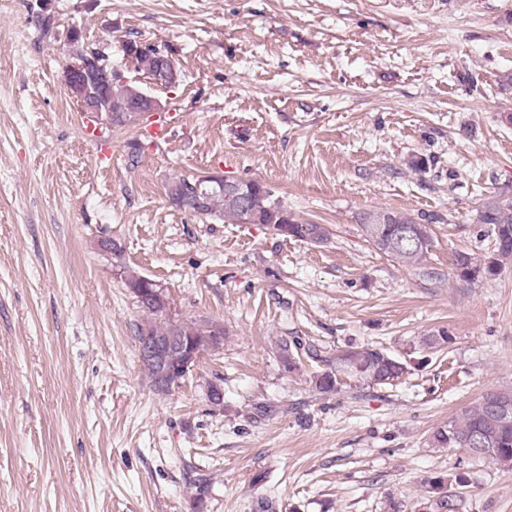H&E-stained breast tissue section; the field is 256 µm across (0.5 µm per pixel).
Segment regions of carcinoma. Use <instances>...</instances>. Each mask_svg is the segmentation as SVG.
<instances>
[{
    "label": "carcinoma",
    "instance_id": "1",
    "mask_svg": "<svg viewBox=\"0 0 512 512\" xmlns=\"http://www.w3.org/2000/svg\"><path fill=\"white\" fill-rule=\"evenodd\" d=\"M135 70L152 79L165 74L176 78L172 60L147 47L139 49V43L128 40ZM82 86L93 95V104L112 124L122 126L132 122L134 109L145 103L148 95L139 88L121 84L118 74L106 70H94L81 75ZM172 205L190 209L200 215L216 220H229L241 224H267L286 238L321 243L327 238L326 229L320 224L299 221L273 192L255 182L249 192V206L243 211L230 205L224 198V190L214 181L202 177L189 180H173L165 187ZM476 223L487 224L493 236L495 256L479 258L468 252H459L454 257L456 275L462 281H471L483 274L495 275L501 261L512 256V202L504 203L491 199L477 210ZM431 240L417 246L405 244L386 252V255L406 266H419L426 257ZM137 306L150 317V321L138 328V338L145 336H169L180 331L183 336L196 335L197 323L185 322L175 326L167 310L161 306L142 302ZM405 371L402 362L387 352L361 346L341 350L328 360V369L314 377L315 388L320 393H331L338 389L340 378L347 375L369 385H386L398 379ZM474 438L481 440L482 447L489 449L485 459L506 468H512V390L492 388L484 392L472 406L438 428L430 436L432 443L441 448L471 447ZM436 494L432 507L435 512H459L464 507L463 497L448 494L446 479L437 477L432 481Z\"/></svg>",
    "mask_w": 512,
    "mask_h": 512
}]
</instances>
